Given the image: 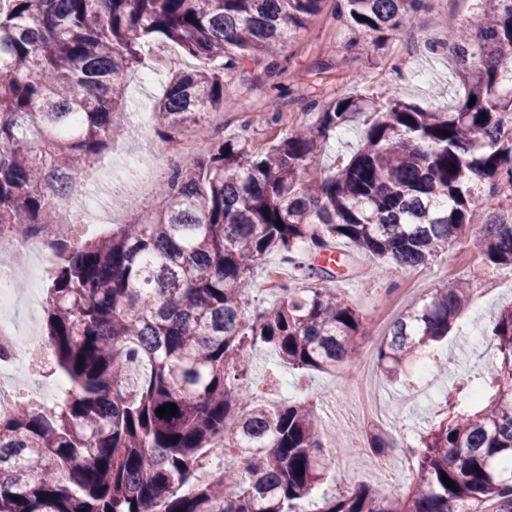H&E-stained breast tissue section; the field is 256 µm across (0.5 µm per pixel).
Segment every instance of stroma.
I'll use <instances>...</instances> for the list:
<instances>
[{
    "instance_id": "35a3bbf8",
    "label": "stroma",
    "mask_w": 512,
    "mask_h": 512,
    "mask_svg": "<svg viewBox=\"0 0 512 512\" xmlns=\"http://www.w3.org/2000/svg\"><path fill=\"white\" fill-rule=\"evenodd\" d=\"M479 19L476 0H426L396 39L376 47L371 38L356 32L343 13V0H326L322 13L300 35L283 45L278 59L301 85L311 100L322 103L342 93L366 97L380 106L391 97L440 111L452 110L460 89L451 78V62L445 41L449 24L474 28ZM275 80L266 63H247L244 74L225 81L224 107L220 114H207L204 125L222 118L225 137H234L239 124L250 120L253 144L266 148L290 132H299L313 120L305 103L285 99L279 124L268 125L264 117L275 95ZM346 266L329 286L344 296L362 316L364 334L356 353L336 370L314 372L299 378L297 372L280 365L272 352L258 346L249 353L258 403L309 402L320 423L323 438L337 445H353L356 436L381 435L395 445L385 468L365 466L358 455L346 464H335L333 480L319 486L317 495L297 501L295 512H316L321 494L349 491L364 484L378 491L405 485L413 472L403 442H414L442 417L443 402L437 394L448 383L430 376H413L409 383L391 382L381 373L376 352L387 327L409 305L435 289L457 280H470L472 301L463 322L489 321L493 312L512 303V270H497L488 277L467 242L446 246L426 268L378 265L349 251L345 241ZM376 389L388 403L390 418L380 425L362 426L351 415L352 399L365 388Z\"/></svg>"
}]
</instances>
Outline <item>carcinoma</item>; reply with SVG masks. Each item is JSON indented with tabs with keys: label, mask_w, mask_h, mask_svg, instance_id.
Returning <instances> with one entry per match:
<instances>
[{
	"label": "carcinoma",
	"mask_w": 512,
	"mask_h": 512,
	"mask_svg": "<svg viewBox=\"0 0 512 512\" xmlns=\"http://www.w3.org/2000/svg\"><path fill=\"white\" fill-rule=\"evenodd\" d=\"M325 0H0V225L55 223L90 160L118 142L113 113L155 40L218 68L177 71L152 112L165 142L224 106V77L256 59L282 77L277 51ZM476 32L448 31L463 96L451 112L393 98L366 119L362 144L334 172L319 157L367 111L344 93L312 126L266 149L251 124L186 157L158 184L160 211L90 243H53L48 349L66 386L53 404L19 401L0 416V512H293L332 478L318 418L304 402L252 403L247 349H272L302 374L357 350L362 317L330 288L282 285L273 307H247L266 254L300 256L295 274L334 278L315 263L341 238L357 253L425 267L470 236L487 267L512 268V0H477ZM425 0H345L364 35H400ZM363 16L359 21L355 16ZM475 104H470V100ZM282 222L284 228L277 227ZM470 304L466 286L412 303L378 347L395 380L442 341ZM492 354L483 371L450 378L446 417L406 451V489L361 485L323 498L319 512H512V304L478 327ZM144 369L123 391L125 366ZM169 403L178 413L160 417ZM177 441H172V438ZM224 440V470L197 466ZM447 475L456 489L447 488Z\"/></svg>",
	"instance_id": "obj_1"
}]
</instances>
